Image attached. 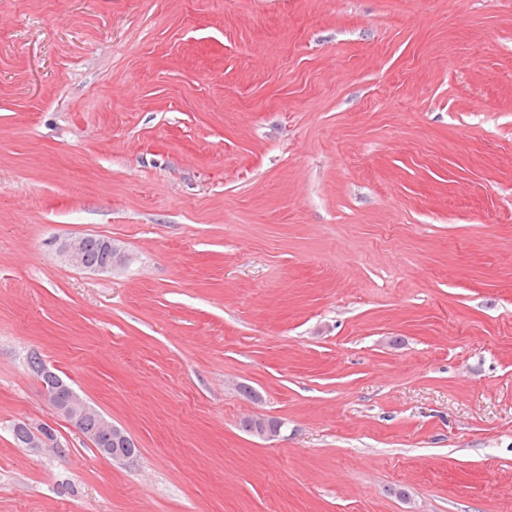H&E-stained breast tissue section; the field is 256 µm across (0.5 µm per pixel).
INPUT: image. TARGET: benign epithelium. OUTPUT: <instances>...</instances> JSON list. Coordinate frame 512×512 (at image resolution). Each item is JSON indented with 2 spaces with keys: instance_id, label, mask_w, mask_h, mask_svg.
Returning <instances> with one entry per match:
<instances>
[{
  "instance_id": "obj_1",
  "label": "benign epithelium",
  "mask_w": 512,
  "mask_h": 512,
  "mask_svg": "<svg viewBox=\"0 0 512 512\" xmlns=\"http://www.w3.org/2000/svg\"><path fill=\"white\" fill-rule=\"evenodd\" d=\"M104 250L109 254V262L99 265L86 263L85 243L78 238L66 242L63 252L74 264L92 271H103L112 268V261L119 254V247L107 241ZM42 385L45 395L52 406L61 414L71 420L73 425L83 434L94 438L104 434L117 444V448H101V455L114 461H127L135 456L136 448L133 440L121 427L107 421L104 416H97L92 422H87L90 416V408L83 399L64 383L60 377L47 367H42Z\"/></svg>"
}]
</instances>
